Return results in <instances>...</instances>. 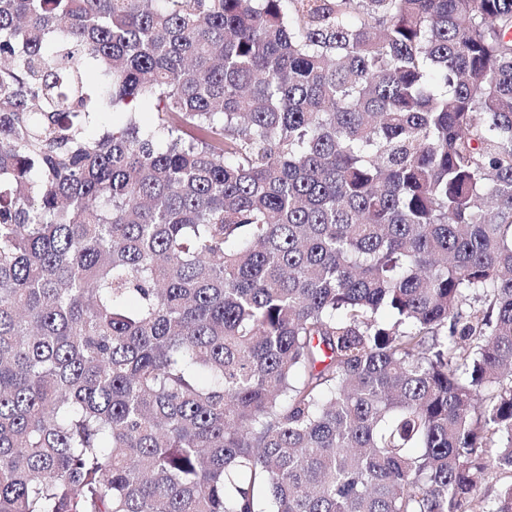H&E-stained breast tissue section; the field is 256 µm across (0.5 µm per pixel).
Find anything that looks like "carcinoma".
Listing matches in <instances>:
<instances>
[{"label":"carcinoma","mask_w":512,"mask_h":512,"mask_svg":"<svg viewBox=\"0 0 512 512\" xmlns=\"http://www.w3.org/2000/svg\"><path fill=\"white\" fill-rule=\"evenodd\" d=\"M486 447L512 0H0V512H477Z\"/></svg>","instance_id":"1"}]
</instances>
